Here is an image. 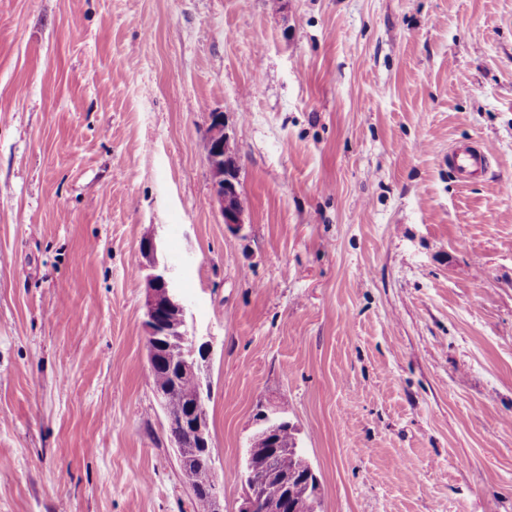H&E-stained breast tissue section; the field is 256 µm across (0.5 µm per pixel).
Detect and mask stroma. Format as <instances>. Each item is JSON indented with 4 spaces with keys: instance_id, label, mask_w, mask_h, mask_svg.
Segmentation results:
<instances>
[{
    "instance_id": "35a3bbf8",
    "label": "stroma",
    "mask_w": 512,
    "mask_h": 512,
    "mask_svg": "<svg viewBox=\"0 0 512 512\" xmlns=\"http://www.w3.org/2000/svg\"><path fill=\"white\" fill-rule=\"evenodd\" d=\"M148 236L212 341L224 512L269 404L321 512H512V0H0V512H200ZM206 151L213 174V195L224 218V224L240 230L244 224L243 209L240 202L239 166L226 132L223 114H212L208 128ZM490 149L486 146H458L448 153V162L462 181L484 170Z\"/></svg>"
}]
</instances>
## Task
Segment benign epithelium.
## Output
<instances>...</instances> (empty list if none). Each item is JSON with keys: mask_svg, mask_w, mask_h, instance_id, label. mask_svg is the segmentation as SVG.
Returning a JSON list of instances; mask_svg holds the SVG:
<instances>
[{"mask_svg": "<svg viewBox=\"0 0 512 512\" xmlns=\"http://www.w3.org/2000/svg\"><path fill=\"white\" fill-rule=\"evenodd\" d=\"M206 142L207 159L213 174V195L224 218V224L239 230L244 224L240 202L239 166L226 132L224 115L212 114ZM157 244L154 237L141 242V255L147 271L144 339L148 351L149 368L162 365L171 357L178 359L176 373L166 383L155 388L161 404L178 393L186 381L195 385L194 393L187 397L186 414L179 415L181 435L175 438L184 477L194 487V474L190 467L193 458H204L210 473H215V455L209 427L206 400L209 385L203 377V368L211 354V343L189 333L186 323L187 304L177 288L169 268L156 259ZM260 430L246 450L244 493L237 512H318L319 482L298 441L284 446L279 434L292 424L273 409L259 411ZM287 454L300 461L293 470L282 469L272 463L276 455ZM275 484L281 497L274 503L266 501V487ZM223 492L216 478H211L207 512H223Z\"/></svg>", "mask_w": 512, "mask_h": 512, "instance_id": "1", "label": "benign epithelium"}]
</instances>
